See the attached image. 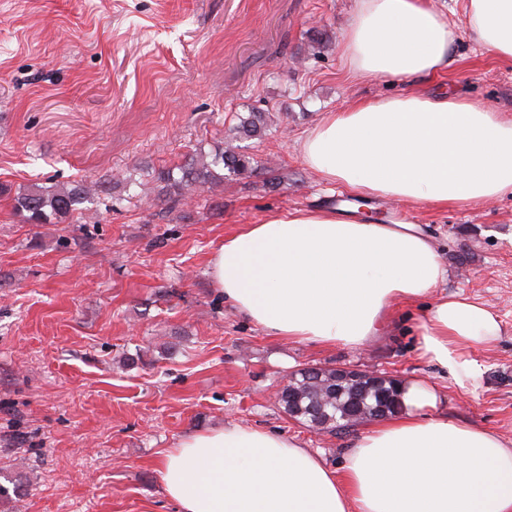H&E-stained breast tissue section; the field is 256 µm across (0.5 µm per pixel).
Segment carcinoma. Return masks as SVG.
<instances>
[{"mask_svg":"<svg viewBox=\"0 0 512 512\" xmlns=\"http://www.w3.org/2000/svg\"><path fill=\"white\" fill-rule=\"evenodd\" d=\"M266 128L264 113L251 112L239 119L232 129L231 141L226 143L220 153L210 159L201 153L191 156L180 167L181 178L178 181L169 172L159 174L158 179L180 191L195 192L206 188L216 192L224 184V175L217 168L222 167L234 175L254 171L253 159L239 152V146L234 141L242 138L260 139L265 135ZM103 190L104 186L98 183L59 189L38 187L18 193L14 197V207L26 213V219L31 224H46L75 213L85 218L88 211L86 204L92 202L95 195ZM330 373V369L323 367L294 372L280 392L279 399L283 407H288L290 402L294 403L296 420L303 423L310 421L308 410L318 408L319 425L331 433L336 431V425L347 424L345 416L351 406L360 407L369 420L391 416L400 408L399 385L396 382L390 381L383 388L355 391L347 384L336 387Z\"/></svg>","mask_w":512,"mask_h":512,"instance_id":"carcinoma-1","label":"carcinoma"}]
</instances>
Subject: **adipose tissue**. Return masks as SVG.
Masks as SVG:
<instances>
[{
    "label": "adipose tissue",
    "mask_w": 512,
    "mask_h": 512,
    "mask_svg": "<svg viewBox=\"0 0 512 512\" xmlns=\"http://www.w3.org/2000/svg\"><path fill=\"white\" fill-rule=\"evenodd\" d=\"M470 32L512 62V0H465ZM455 31L428 0H360L340 50L350 77L422 80L445 69ZM301 153L320 179L361 196L440 207L512 193V116L468 98L401 93L326 113ZM215 288L267 335L362 347L396 308L433 292L448 268L413 224L293 210L225 237L209 259ZM494 312L438 298L421 360L478 387L476 345ZM441 385L401 386V412L377 420L328 468L293 438L250 425L197 431L165 451L158 474L178 512H512V447L441 410Z\"/></svg>",
    "instance_id": "ef3b65f1"
}]
</instances>
